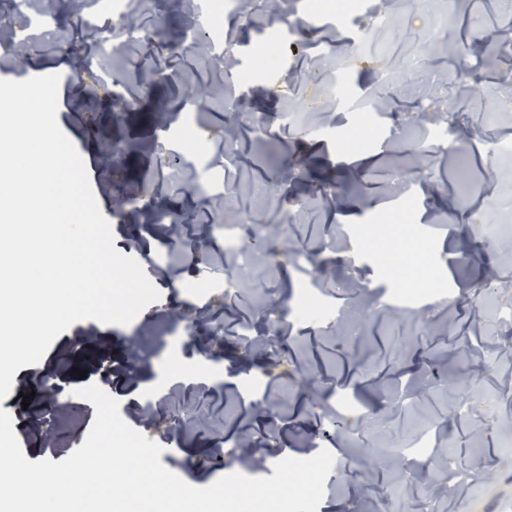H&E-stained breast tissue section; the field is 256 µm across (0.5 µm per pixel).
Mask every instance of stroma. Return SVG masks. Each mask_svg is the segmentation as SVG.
Returning <instances> with one entry per match:
<instances>
[{"mask_svg": "<svg viewBox=\"0 0 512 512\" xmlns=\"http://www.w3.org/2000/svg\"><path fill=\"white\" fill-rule=\"evenodd\" d=\"M316 2L292 0L273 15L250 0L199 53L185 0H128V28H161L159 42L113 35L108 0H87L79 16L70 0H25V13L52 28L37 33L35 62L0 48V79H27L35 67L70 75L58 123L102 173L94 195L115 248L161 297L125 327L74 323L38 364L16 371L0 409L32 462L61 461L84 443L95 408L74 391L94 384L195 487L223 476L203 458L236 446L246 424L252 477L272 476L286 457L333 454L318 512H376L383 500L394 512H512V256L501 250L512 167L496 147L512 131L498 80L512 64V29L497 0H462L452 15L445 0H422L411 22L396 0L368 30L361 18L378 0H343L341 17L313 13ZM299 16L312 31L302 41L288 34ZM186 118L221 144L181 149ZM360 120L371 134L341 149L340 131ZM305 160L326 184L299 179ZM260 185L269 193L259 205ZM228 187L239 195L232 212ZM400 208L410 216L403 246L381 231ZM286 211L289 251H319L317 268L254 245L248 284L213 300L187 293L234 266L230 256L210 261L224 248L214 225L254 224L262 239ZM174 223L194 231L167 253ZM359 231L371 253L356 251ZM167 265L176 273L165 278ZM322 281L332 317L295 316L304 289ZM77 369L86 378L74 379ZM422 436L471 481L431 495L432 463L393 453Z\"/></svg>", "mask_w": 512, "mask_h": 512, "instance_id": "1", "label": "stroma"}]
</instances>
